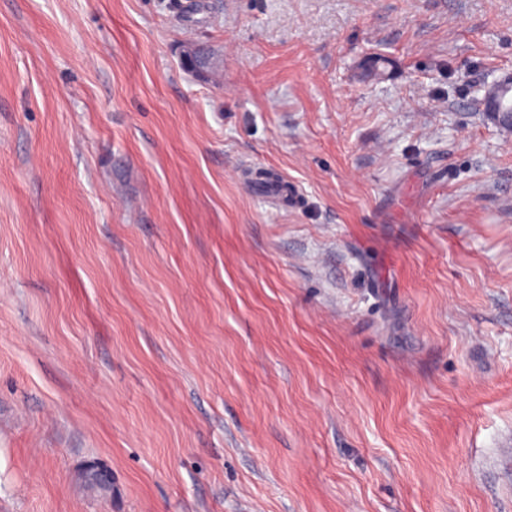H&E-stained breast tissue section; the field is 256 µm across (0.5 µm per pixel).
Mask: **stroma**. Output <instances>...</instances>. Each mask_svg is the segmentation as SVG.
<instances>
[{"label":"stroma","instance_id":"35a3bbf8","mask_svg":"<svg viewBox=\"0 0 512 512\" xmlns=\"http://www.w3.org/2000/svg\"><path fill=\"white\" fill-rule=\"evenodd\" d=\"M510 78L512 0H0V512H512ZM208 52L203 45L191 44L182 54V62L185 67L194 71L198 76H204V68L208 64ZM483 106L488 115L500 126L512 129V109L503 108L495 89L489 90L483 99Z\"/></svg>","mask_w":512,"mask_h":512}]
</instances>
